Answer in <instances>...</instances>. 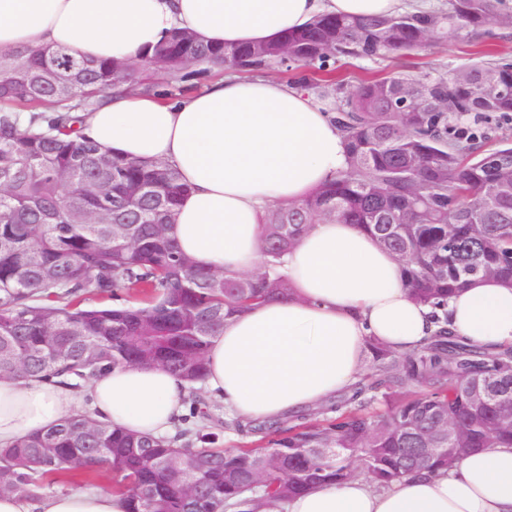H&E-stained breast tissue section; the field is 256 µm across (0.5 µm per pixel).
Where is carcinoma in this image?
I'll list each match as a JSON object with an SVG mask.
<instances>
[{
	"label": "carcinoma",
	"mask_w": 512,
	"mask_h": 512,
	"mask_svg": "<svg viewBox=\"0 0 512 512\" xmlns=\"http://www.w3.org/2000/svg\"><path fill=\"white\" fill-rule=\"evenodd\" d=\"M512 27L505 0H447L444 8L398 15L319 16L273 42L212 45L174 29L131 64L90 61L63 48H22L0 56V378L89 384L115 367L161 365L182 378L200 424L168 437L135 436L82 412L11 448L0 449V494L33 499L41 483L90 482L100 466L115 475L129 512H273L292 497L363 476L387 487L407 474L448 469L479 448L512 447L501 425L512 411V347L495 351L448 329V300L477 277L512 285V142H489L486 124L512 114V63L477 61L451 75L397 72L361 79L346 95L327 68L337 58L378 59L437 38L472 41L488 26ZM292 49L282 58L279 47ZM251 70L318 66L302 81L336 94L333 121L346 167L298 204L268 210L264 261L255 274L199 267L169 235L188 195L161 162L103 152L77 134L72 113L99 94L134 87L139 66L186 79L187 62ZM493 77L508 93L491 97ZM405 85L426 96L401 106ZM103 153L104 167L95 157ZM112 189L119 228L92 224L85 181ZM356 224L405 265L411 298L432 309L438 329L398 354L378 341L359 379L333 401L275 421H224L244 442L216 447L219 435L197 393L212 340L224 321L290 292L283 257L318 221ZM135 295L132 304L85 307L83 296ZM485 402L473 406L470 393ZM391 403L387 414L366 412ZM456 420L457 440L444 428ZM411 448H436L405 466Z\"/></svg>",
	"instance_id": "cac0c4a2"
}]
</instances>
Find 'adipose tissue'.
I'll return each mask as SVG.
<instances>
[{
	"instance_id": "adipose-tissue-1",
	"label": "adipose tissue",
	"mask_w": 512,
	"mask_h": 512,
	"mask_svg": "<svg viewBox=\"0 0 512 512\" xmlns=\"http://www.w3.org/2000/svg\"><path fill=\"white\" fill-rule=\"evenodd\" d=\"M404 0H0V54L62 45L129 61L182 28L212 44L279 39L319 15H394ZM83 134L112 153L176 168L190 192L170 236L203 267L251 271L271 207L301 201L345 162L344 139L311 92L270 77L228 75L177 99L110 93ZM291 294L225 320L205 389L245 420H275L356 381L376 339L405 354L435 325L400 266L353 224L312 225L284 257ZM448 327L484 346L512 345V286L475 279L448 303ZM185 383L159 366L114 368L88 396L0 379V448L81 408L125 431L172 435ZM119 492L70 490L32 501L0 495V512H128ZM284 512H512V447L481 448L426 478L376 488L363 479L292 498Z\"/></svg>"
}]
</instances>
